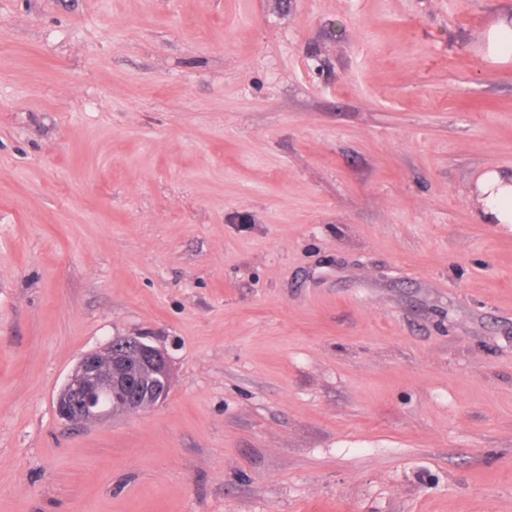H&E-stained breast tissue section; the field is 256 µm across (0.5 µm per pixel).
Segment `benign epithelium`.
<instances>
[{
    "instance_id": "obj_1",
    "label": "benign epithelium",
    "mask_w": 512,
    "mask_h": 512,
    "mask_svg": "<svg viewBox=\"0 0 512 512\" xmlns=\"http://www.w3.org/2000/svg\"><path fill=\"white\" fill-rule=\"evenodd\" d=\"M168 384L162 350L139 337H115L81 357L58 393L56 411L68 422L100 423L118 410L134 413L162 402Z\"/></svg>"
}]
</instances>
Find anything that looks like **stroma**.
<instances>
[{
	"label": "stroma",
	"instance_id": "35a3bbf8",
	"mask_svg": "<svg viewBox=\"0 0 512 512\" xmlns=\"http://www.w3.org/2000/svg\"><path fill=\"white\" fill-rule=\"evenodd\" d=\"M512 0H0V512H512ZM141 336L163 402L68 424ZM490 56L494 61L512 60V22L502 21L493 26L487 35ZM477 187L484 201L485 220L492 224H512V174L487 172L479 179ZM145 370L152 373L146 387L139 385ZM168 384L162 350L139 337H114L103 349L81 357L58 393L56 411L68 422L100 423L117 411L134 413L162 402Z\"/></svg>",
	"mask_w": 512,
	"mask_h": 512
}]
</instances>
